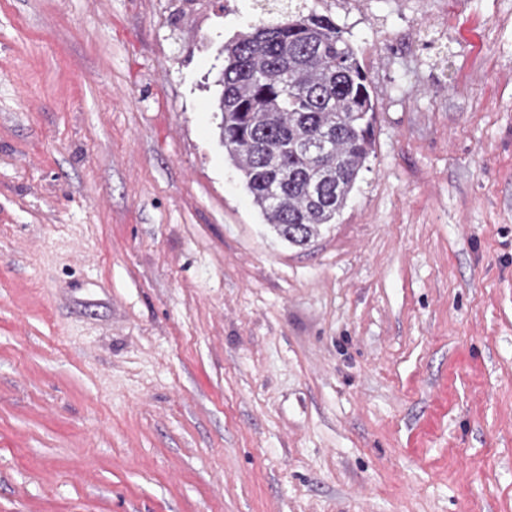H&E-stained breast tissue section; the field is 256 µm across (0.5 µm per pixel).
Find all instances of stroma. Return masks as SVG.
Returning a JSON list of instances; mask_svg holds the SVG:
<instances>
[{
	"label": "stroma",
	"mask_w": 512,
	"mask_h": 512,
	"mask_svg": "<svg viewBox=\"0 0 512 512\" xmlns=\"http://www.w3.org/2000/svg\"><path fill=\"white\" fill-rule=\"evenodd\" d=\"M373 150L281 241L224 152L253 0H0V512H512V0H327Z\"/></svg>",
	"instance_id": "obj_1"
}]
</instances>
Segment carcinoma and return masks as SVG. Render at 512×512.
<instances>
[{"label":"carcinoma","mask_w":512,"mask_h":512,"mask_svg":"<svg viewBox=\"0 0 512 512\" xmlns=\"http://www.w3.org/2000/svg\"><path fill=\"white\" fill-rule=\"evenodd\" d=\"M319 0H270L224 44V149L283 241L306 247L345 207L374 142L369 79Z\"/></svg>","instance_id":"cac0c4a2"}]
</instances>
